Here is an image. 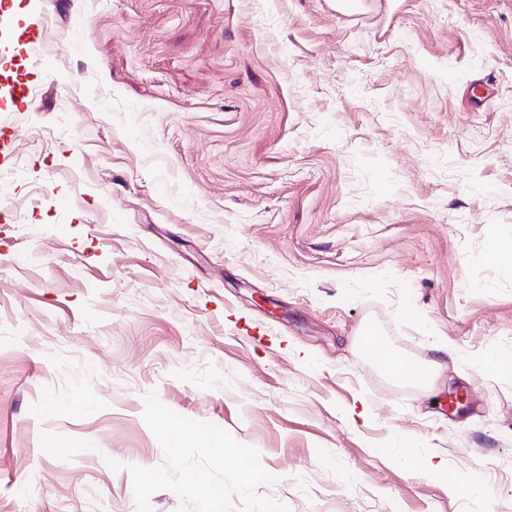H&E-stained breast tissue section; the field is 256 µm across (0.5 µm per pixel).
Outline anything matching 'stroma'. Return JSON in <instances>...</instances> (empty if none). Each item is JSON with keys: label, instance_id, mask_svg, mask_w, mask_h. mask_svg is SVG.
Listing matches in <instances>:
<instances>
[{"label": "stroma", "instance_id": "35a3bbf8", "mask_svg": "<svg viewBox=\"0 0 512 512\" xmlns=\"http://www.w3.org/2000/svg\"><path fill=\"white\" fill-rule=\"evenodd\" d=\"M334 8L12 0L0 512H512V0Z\"/></svg>", "mask_w": 512, "mask_h": 512}]
</instances>
